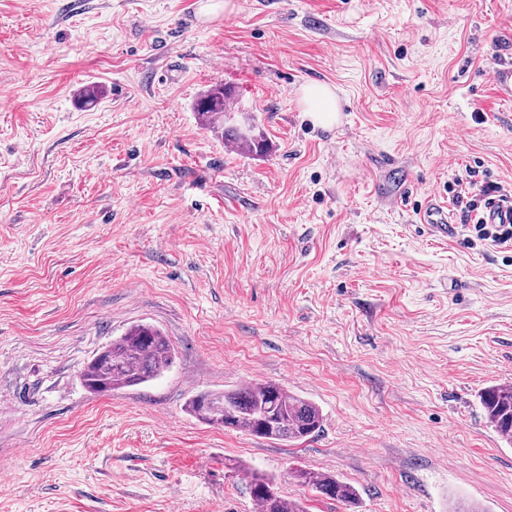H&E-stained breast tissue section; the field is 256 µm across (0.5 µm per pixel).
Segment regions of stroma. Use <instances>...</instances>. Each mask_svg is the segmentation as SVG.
Instances as JSON below:
<instances>
[{
	"mask_svg": "<svg viewBox=\"0 0 512 512\" xmlns=\"http://www.w3.org/2000/svg\"><path fill=\"white\" fill-rule=\"evenodd\" d=\"M215 2V11L201 8ZM512 0H0V512H512L482 389L512 380V248L420 221L465 169L512 191ZM328 85L332 127L302 87ZM231 89L230 150L193 105ZM95 85V106L82 104ZM158 379L78 380L136 323ZM321 409L301 442L187 415L253 379ZM246 485L260 512H306L301 503L283 497L273 478L255 469L245 471ZM292 474L299 483L315 489L328 499L344 502L354 507L359 504L355 488L337 479L336 476L302 468L295 469Z\"/></svg>",
	"mask_w": 512,
	"mask_h": 512,
	"instance_id": "35a3bbf8",
	"label": "stroma"
}]
</instances>
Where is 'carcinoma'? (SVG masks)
<instances>
[{
  "label": "carcinoma",
  "instance_id": "cac0c4a2",
  "mask_svg": "<svg viewBox=\"0 0 512 512\" xmlns=\"http://www.w3.org/2000/svg\"><path fill=\"white\" fill-rule=\"evenodd\" d=\"M229 98L230 91L222 84L208 90L196 102L198 119L224 139L240 143L252 152L262 150L263 134L225 126L230 119L226 107ZM174 354L171 341L157 328L138 323L96 355L80 372L79 379L86 389L95 393L147 383L171 364ZM479 399L489 425L512 447V384L492 385L481 392ZM186 411L209 425L277 441L302 440L319 432L324 421L314 403L270 381L224 392L199 393L186 403ZM293 477L328 499L354 507L359 504L355 488L333 475L298 468L293 471ZM245 478L260 512H306L301 503L277 491L273 478L255 469L246 470Z\"/></svg>",
  "mask_w": 512,
  "mask_h": 512
}]
</instances>
